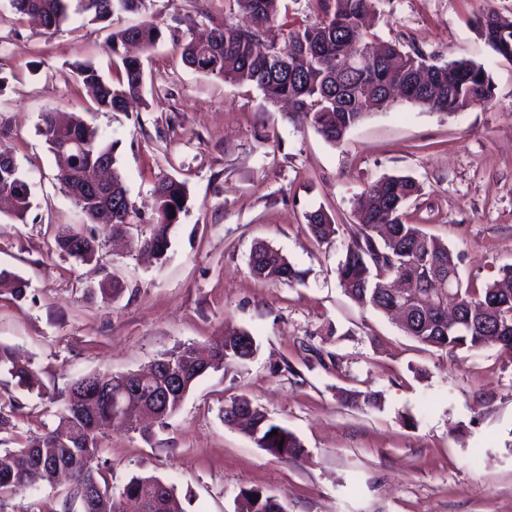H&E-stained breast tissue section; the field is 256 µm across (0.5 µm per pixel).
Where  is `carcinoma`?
<instances>
[{
    "label": "carcinoma",
    "instance_id": "1",
    "mask_svg": "<svg viewBox=\"0 0 512 512\" xmlns=\"http://www.w3.org/2000/svg\"><path fill=\"white\" fill-rule=\"evenodd\" d=\"M236 5L245 23H224L213 28L204 41H189L184 47L185 62L194 70L225 81L255 85L271 102L286 100L294 111L309 122L325 140L338 144L367 115L364 101L375 99L376 109L390 107L383 94L384 85L400 84L405 102L431 112L450 114L466 109L478 99L493 98L491 77L485 67L470 58H458L443 65L428 63L418 51L404 52L392 43H381L383 65L372 71L337 69L352 36L370 40L365 19L374 0H313L314 22L286 33L280 47L262 51L260 38L273 21L277 0H228ZM143 0H10L11 9L21 15L39 18L47 33L56 32L73 11L90 22L104 23L119 10L134 12ZM160 26L145 20L138 25L110 34V49L119 58L121 78H107L91 63L74 65L77 81L91 98L96 110L122 112L127 100L141 96L145 83L144 63L137 56L120 52L131 42L144 50L157 45ZM499 57L512 53V21L498 19V32L488 44ZM41 134L51 152L79 149L69 155V165L58 170L56 180L81 207L89 230L70 227L57 229L56 248L82 264L96 260L100 239L109 231L119 232L129 222L133 204L118 173L112 169L111 192L94 189L102 161L115 164L114 148L98 128L80 115L61 117L50 108L41 115ZM420 185L408 176H387L370 185L355 203L356 224L350 228V243L338 262L339 287L352 300L386 315L396 305L394 286L402 281L414 288V304L399 320L400 329L415 341L448 353L458 350L497 346L512 357V265L499 268L498 278L481 288L463 286L454 253L442 240L424 234L416 224L407 222L406 203L419 195ZM10 196L14 217L22 221L31 208L30 186L25 180L12 150L0 144V195ZM155 217L139 240V249L159 263L167 260L171 234L188 201L186 183L166 177L154 187ZM182 203H177V200ZM310 234L324 242L338 233L339 225L328 214L315 211L307 216ZM250 275L268 283L300 284L306 272L292 265L280 252L259 243L250 255ZM451 281L452 288H434L436 280ZM103 298L116 296L119 281L104 274L98 284ZM458 301L461 316L454 322L436 320L448 298ZM202 358L196 347L188 345L167 354L180 377L175 392L164 398L148 396L131 412L112 399L96 394L97 386L120 379L110 371L95 372L76 379L67 391L56 428L31 434L19 448L5 450L8 467L0 470V508L17 492L35 491L52 485L57 473L69 471L77 486L67 488L58 507L37 512H76L82 495L80 485L95 488V497L84 507L86 512H117L120 499L140 502L143 512H186L174 487L157 476H134L116 493L101 474V434L112 425L137 431L145 427L142 416L160 423L175 415L197 381L205 375L253 357L257 345L245 331H231L213 340ZM0 374L22 390L45 392L37 372L29 361L20 359L14 348L0 344ZM347 400L358 408H376L374 393L356 392ZM224 410V423L235 425L238 413L249 417L250 439L279 458L294 460L303 446L294 433L273 422L265 412L245 398H233ZM277 434H272V431ZM278 498L263 490H244L240 494V512H281Z\"/></svg>",
    "mask_w": 512,
    "mask_h": 512
}]
</instances>
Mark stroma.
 I'll return each instance as SVG.
<instances>
[{
	"label": "stroma",
	"instance_id": "obj_1",
	"mask_svg": "<svg viewBox=\"0 0 512 512\" xmlns=\"http://www.w3.org/2000/svg\"><path fill=\"white\" fill-rule=\"evenodd\" d=\"M489 11L512 19V0H376L381 40L438 65L483 64L494 97L455 114L400 102L371 112L336 145L255 85L183 62L189 40L239 22L227 0H144L140 12L106 23L74 14L52 35L0 0V142L32 193L24 221L0 212V268L28 284L22 299L0 288V343L31 360L47 393L37 398L0 377V404H13L15 425L0 438L55 427L61 398L81 375L135 372L234 327L254 337L252 359L201 378L167 423L105 432L113 489L155 475L186 512H237L248 489L277 496L287 512H512V359L494 347L451 355L419 344L336 279L355 199L392 175L420 183L410 220L458 255L462 283L482 285L512 264V62L478 34ZM315 17L312 0H279L269 37L282 42ZM146 19L162 38L142 54L141 100L124 112L94 110L74 63L114 74L110 34ZM52 107L81 113L114 142L116 168L142 214L152 215L160 178L186 182L187 210L165 264L108 239L94 265L55 249L57 226L84 228L85 216L56 181L40 132ZM317 209L342 226L324 243L307 229ZM259 242L305 270L304 283L252 278ZM101 265L124 286L106 301L93 292ZM349 390L379 394L380 407L346 403ZM236 397L295 433L300 458H277L226 426L224 405Z\"/></svg>",
	"mask_w": 512,
	"mask_h": 512
}]
</instances>
